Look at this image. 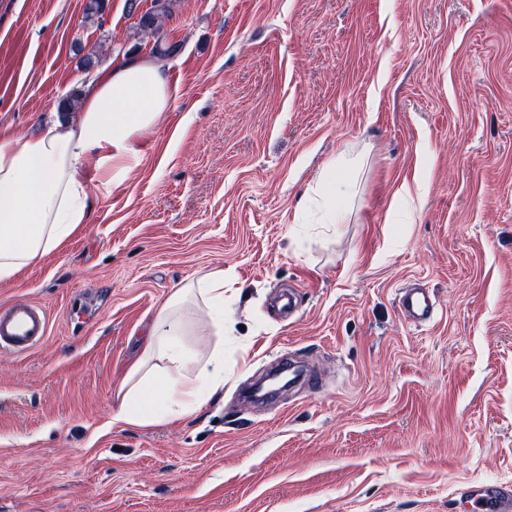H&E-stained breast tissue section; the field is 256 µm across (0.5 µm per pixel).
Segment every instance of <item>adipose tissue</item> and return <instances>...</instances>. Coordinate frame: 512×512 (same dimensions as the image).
I'll list each match as a JSON object with an SVG mask.
<instances>
[{
	"instance_id": "1",
	"label": "adipose tissue",
	"mask_w": 512,
	"mask_h": 512,
	"mask_svg": "<svg viewBox=\"0 0 512 512\" xmlns=\"http://www.w3.org/2000/svg\"><path fill=\"white\" fill-rule=\"evenodd\" d=\"M176 95L161 61L132 56L96 72L75 114L46 121L33 136L0 138V281L89 223L92 185H118L128 177L141 137ZM190 299L214 334L223 335L224 271L218 268L177 289L159 309L142 358L122 385L116 421L142 427L185 416L223 391V343L203 357L184 341L179 309Z\"/></svg>"
}]
</instances>
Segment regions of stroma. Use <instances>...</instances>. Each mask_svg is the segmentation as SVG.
<instances>
[{
	"label": "stroma",
	"instance_id": "35a3bbf8",
	"mask_svg": "<svg viewBox=\"0 0 512 512\" xmlns=\"http://www.w3.org/2000/svg\"><path fill=\"white\" fill-rule=\"evenodd\" d=\"M0 0V137L89 75L152 56L154 0ZM178 89L127 180L59 249L0 281L49 318L0 348V512H466L512 484V0H169ZM349 185L342 223L310 191ZM418 191L410 201L401 186ZM224 271V391L112 421L172 292ZM430 290L410 324L406 288ZM318 378L263 409L279 357ZM400 309L404 318L413 324H423L433 318L435 303L424 288H406L400 296Z\"/></svg>",
	"mask_w": 512,
	"mask_h": 512
}]
</instances>
